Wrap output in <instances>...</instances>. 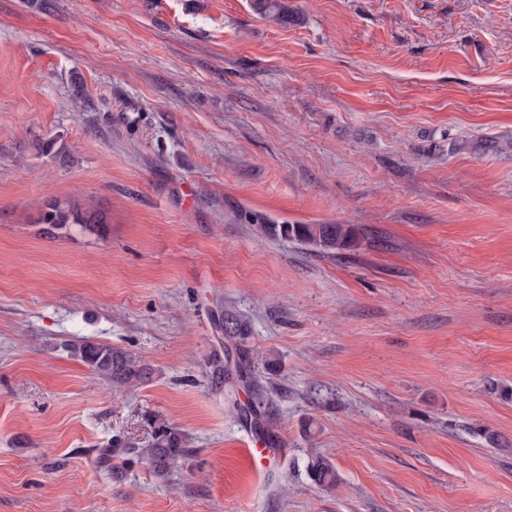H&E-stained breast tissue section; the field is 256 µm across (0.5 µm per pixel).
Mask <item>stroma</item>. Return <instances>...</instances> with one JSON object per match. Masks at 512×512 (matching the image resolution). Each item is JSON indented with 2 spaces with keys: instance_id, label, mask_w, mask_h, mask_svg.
Listing matches in <instances>:
<instances>
[{
  "instance_id": "1",
  "label": "stroma",
  "mask_w": 512,
  "mask_h": 512,
  "mask_svg": "<svg viewBox=\"0 0 512 512\" xmlns=\"http://www.w3.org/2000/svg\"><path fill=\"white\" fill-rule=\"evenodd\" d=\"M291 2L0 0V512H512V152L446 148L512 139V0ZM227 309L287 448L256 470L205 374ZM252 6L262 18L282 27L301 21L299 12L288 0H253ZM510 148L512 140L503 142L495 138L455 139L448 142L449 153H469L477 156L503 153ZM42 221L45 224L54 226H65L66 224H83L84 227L105 224L102 216L95 212L85 211L82 213L71 203H57L51 206L50 210L43 216ZM263 236L294 240L321 253H340L356 242L352 224H258ZM71 353L95 373L122 389L130 381L142 379L146 372L131 354L108 345L80 340L71 344ZM187 439L165 424L155 430L152 444L143 449V455L157 475H165L175 459L186 452ZM307 469L311 480L318 486L332 488L336 485V470L326 459L321 457L312 459L308 463Z\"/></svg>"
}]
</instances>
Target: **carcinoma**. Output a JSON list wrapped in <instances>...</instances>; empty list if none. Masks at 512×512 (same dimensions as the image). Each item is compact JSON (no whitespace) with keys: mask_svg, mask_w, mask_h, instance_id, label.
Masks as SVG:
<instances>
[{"mask_svg":"<svg viewBox=\"0 0 512 512\" xmlns=\"http://www.w3.org/2000/svg\"><path fill=\"white\" fill-rule=\"evenodd\" d=\"M253 9L272 23L286 27L301 21L299 12L290 0H252ZM512 148V140L503 142L495 138L455 139L448 142V152L486 155L503 153ZM43 222L54 226L81 224L85 227L105 223L95 212H81L71 203H57L43 216ZM258 232L263 236L294 240L313 247L316 251L338 254L356 242V231L351 224H259ZM224 330V359H215L209 364V377L216 388L224 390L225 402L232 407L254 429L271 435L272 426L264 423L266 396L264 389L256 383L254 366L249 354L238 347L245 338L247 325L233 311L227 309L221 318ZM71 353L89 366L95 373L121 389L129 382L142 379L146 372L132 355L108 345L80 340L71 344ZM252 391L244 405L240 404L239 392ZM187 439L177 430L162 424L155 430L152 444L143 449V455L158 475L169 471L175 459L186 452ZM312 481L320 487L336 485V470L324 458L316 457L307 466Z\"/></svg>","mask_w":512,"mask_h":512,"instance_id":"cac0c4a2","label":"carcinoma"}]
</instances>
